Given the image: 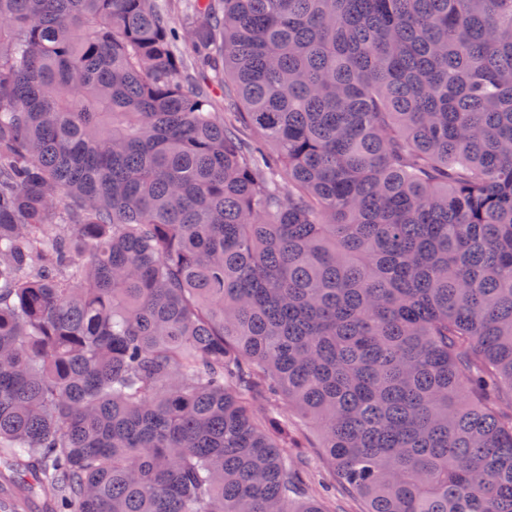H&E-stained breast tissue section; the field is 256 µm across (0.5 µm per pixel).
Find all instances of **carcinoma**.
I'll return each instance as SVG.
<instances>
[{
  "label": "carcinoma",
  "instance_id": "carcinoma-1",
  "mask_svg": "<svg viewBox=\"0 0 512 512\" xmlns=\"http://www.w3.org/2000/svg\"><path fill=\"white\" fill-rule=\"evenodd\" d=\"M187 10L0 0V509L512 512V0ZM259 413H268L278 420L288 418L292 422V428L297 430V444L290 445L300 448H287L288 456L301 462V472L306 480L307 498L318 501L326 512H365L366 504L354 497L336 480V494L328 498L321 494L319 484L331 481L334 477V466L326 456L320 445L319 433L312 426L303 423L288 411V406L282 403L269 404L263 402L257 406Z\"/></svg>",
  "mask_w": 512,
  "mask_h": 512
}]
</instances>
